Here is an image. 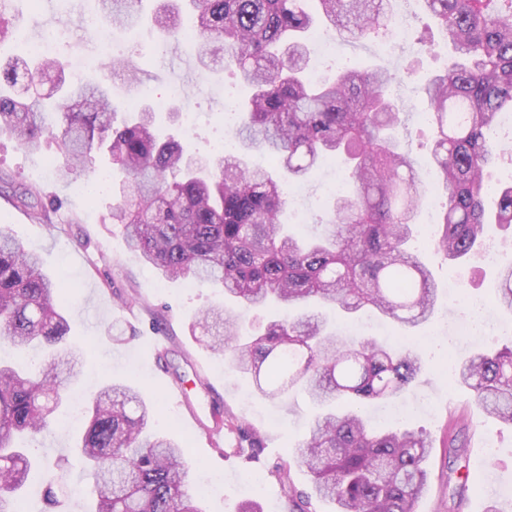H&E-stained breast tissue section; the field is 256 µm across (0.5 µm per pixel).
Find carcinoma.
<instances>
[{"instance_id":"carcinoma-1","label":"carcinoma","mask_w":512,"mask_h":512,"mask_svg":"<svg viewBox=\"0 0 512 512\" xmlns=\"http://www.w3.org/2000/svg\"><path fill=\"white\" fill-rule=\"evenodd\" d=\"M142 0H98L109 27L141 22ZM152 17L163 35L200 38L197 60L213 50L239 73L235 136L268 153L276 167L250 166L244 154L200 159L156 133L148 108L122 110L103 81H72L55 58L25 52L0 64V134L30 153L55 144L71 183L106 155L124 174L105 221L129 248L169 280L218 285L228 303L204 311L192 329L207 348L252 377L257 391L282 398L300 386L322 408L297 448L312 494L335 512H414L429 481L431 440L423 431L369 427L365 406L395 397L424 367L408 348L374 339L343 341L324 313L370 312L412 331L434 310L437 284L410 247L422 199L413 161L399 149L401 119L388 96L393 75L346 66L331 79L307 72L306 33L320 21L347 40H381L397 26L391 0H182ZM457 57L424 86L432 155L445 201L431 240L448 260L485 249L486 225L512 224V184L485 171L497 154L492 132L512 110V0H425ZM53 79L49 92L41 91ZM327 156L339 159L344 189L322 224L324 235H291L281 178L302 181ZM17 202L41 221L40 191ZM63 283L38 253L0 224V512H20L19 492L37 462L18 447L47 428L65 404L80 354L68 341ZM497 305L512 310V263L499 266ZM273 306L295 318L250 333L241 310ZM456 381L491 417L512 425V340L465 358ZM78 442L91 471L90 512H203L188 494L184 448L154 433L153 409L131 381L100 389L88 402ZM216 429L258 452L262 434L231 412Z\"/></svg>"}]
</instances>
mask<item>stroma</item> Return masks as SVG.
Here are the masks:
<instances>
[{
	"label": "stroma",
	"mask_w": 512,
	"mask_h": 512,
	"mask_svg": "<svg viewBox=\"0 0 512 512\" xmlns=\"http://www.w3.org/2000/svg\"><path fill=\"white\" fill-rule=\"evenodd\" d=\"M405 18L411 41L427 38L432 51L412 55L384 53L367 40L348 41L343 53L364 66L383 67L395 73L391 94L402 111L406 125L402 144L419 174L431 170L433 128L419 120L423 108L421 87L435 72L443 70L453 51L421 0H392ZM94 10V0H71L61 10L58 0H14L10 21L19 34L35 43L51 32L79 28L84 16ZM113 32L106 27L70 42L60 52L63 62L78 54L94 59L88 78H102L112 90L115 104L139 99L141 88L165 96L158 107L157 125L175 131L178 140L198 156H208L224 136L225 101L240 100L243 85L230 72L209 73L199 69L197 47L183 41L162 44L158 33L143 29L124 34L121 65L108 66L97 55V45ZM198 115L194 129L183 121L171 120L170 109ZM343 173L328 159L305 183L307 193L289 195L285 217L291 224H315L329 198L328 185ZM35 186L48 202L47 220L37 222L17 207L13 195L23 187ZM112 205V193L103 190L93 197L76 194L74 185L49 173L40 157L21 150L8 135H0V224L8 225L22 244L39 251L44 270L64 278L72 288L63 308L72 335L85 345V365L79 393H90L105 383L125 380L136 374L145 398L156 401L155 419L185 449V458L196 484L206 485L204 512H238L240 503L258 499L264 512H291V490L309 492L310 476L295 461V447L303 439L313 405L301 389L271 402L259 398L249 379L226 368L222 356L198 343L191 326L198 315L222 301L217 288H187L178 280L162 278L144 265L130 250L121 229L104 223ZM421 260L432 270L438 285L436 310L411 343L421 353L426 368L413 387L401 397L370 406L376 427L424 429L432 442L427 460L431 479L415 503V512H512V426L491 423L477 408L469 392L454 381L451 359L491 344L486 331L475 327L472 335L460 336V321H474L462 295L476 294L489 301L488 315L500 323H512V313L494 305L495 267L482 257L459 264L448 261L432 247L419 248ZM456 279L462 294L449 298L448 281ZM184 390L183 397L170 395V386ZM195 409L199 425H189L185 414ZM230 411L265 437L259 459L247 457L246 449L217 451L208 442L205 426L218 411ZM467 414L464 431L466 454L448 455V419ZM84 425L79 407L57 416L52 426L37 434L32 453L43 467L33 472L23 494L25 512H44L43 487L53 474L68 473L57 497L60 512H85L82 495L88 485L85 474L69 455ZM496 454L485 460L486 445ZM483 456L475 465V456ZM289 464L292 487H284L275 470Z\"/></svg>",
	"instance_id": "stroma-1"
}]
</instances>
